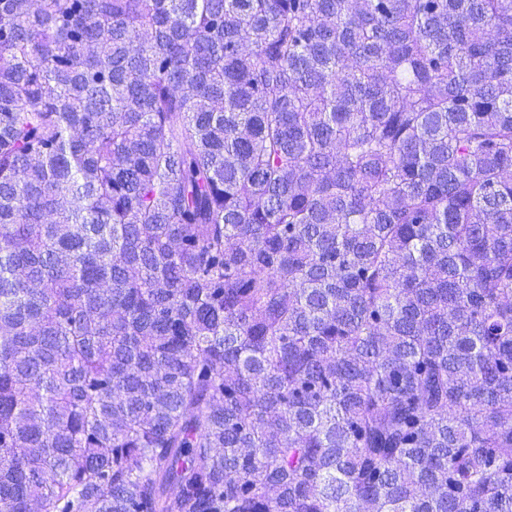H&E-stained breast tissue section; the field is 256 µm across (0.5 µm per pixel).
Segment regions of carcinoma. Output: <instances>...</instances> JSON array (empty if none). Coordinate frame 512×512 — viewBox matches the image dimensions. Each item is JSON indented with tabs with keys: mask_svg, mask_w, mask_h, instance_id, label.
Here are the masks:
<instances>
[{
	"mask_svg": "<svg viewBox=\"0 0 512 512\" xmlns=\"http://www.w3.org/2000/svg\"><path fill=\"white\" fill-rule=\"evenodd\" d=\"M0 512H512V0H0Z\"/></svg>",
	"mask_w": 512,
	"mask_h": 512,
	"instance_id": "obj_1",
	"label": "carcinoma"
}]
</instances>
